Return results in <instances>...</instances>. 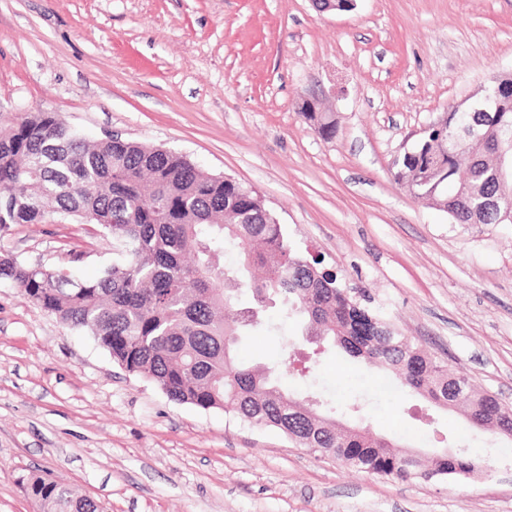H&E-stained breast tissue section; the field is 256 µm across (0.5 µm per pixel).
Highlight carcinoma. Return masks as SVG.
Instances as JSON below:
<instances>
[{"mask_svg":"<svg viewBox=\"0 0 512 512\" xmlns=\"http://www.w3.org/2000/svg\"><path fill=\"white\" fill-rule=\"evenodd\" d=\"M506 111L457 112L448 128L482 123L488 134L453 154L448 134L428 132L392 169L394 180L467 228L512 225V73L485 86ZM303 116L330 139L333 112ZM48 216L78 219L112 236L115 260L97 277H75L0 254V280L72 330L87 331L112 360L149 379L177 404L222 410L260 428H274L303 448L344 467L401 481L465 476L478 464L462 448L427 459L393 439L336 419V408L305 403L266 365L238 357L239 338L262 322L235 309L248 288L257 305L280 301L316 336L386 371L432 405L460 410L477 429L512 423V409L478 392L465 375L451 376L432 354L354 298L323 256L302 254L261 195L231 178L206 173L186 156L108 136L89 140L53 112L28 113L0 132V230L40 224ZM235 246L240 266L220 258ZM39 512H104L50 476L19 479Z\"/></svg>","mask_w":512,"mask_h":512,"instance_id":"obj_1","label":"carcinoma"}]
</instances>
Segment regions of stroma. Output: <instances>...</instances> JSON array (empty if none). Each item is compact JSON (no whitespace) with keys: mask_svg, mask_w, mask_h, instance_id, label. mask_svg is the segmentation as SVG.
Returning a JSON list of instances; mask_svg holds the SVG:
<instances>
[{"mask_svg":"<svg viewBox=\"0 0 512 512\" xmlns=\"http://www.w3.org/2000/svg\"><path fill=\"white\" fill-rule=\"evenodd\" d=\"M510 69L512 0H0V130L53 112L256 189L301 249L512 408V225L463 228L391 176L425 126ZM308 98L335 112L334 138L301 115ZM1 251L84 277L113 259L110 235L73 221L11 225ZM264 318L273 331L240 339L247 362L314 351L298 322ZM284 381L360 402L364 425L399 443L467 448L492 473H356L277 430L175 404L1 281L0 512H38L19 484L35 471L106 512H512L511 439L331 352Z\"/></svg>","mask_w":512,"mask_h":512,"instance_id":"obj_1","label":"stroma"}]
</instances>
